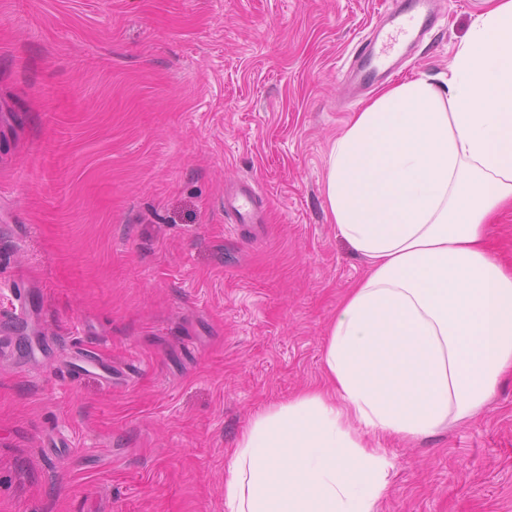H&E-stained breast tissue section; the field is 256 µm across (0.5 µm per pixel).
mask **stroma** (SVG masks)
I'll use <instances>...</instances> for the list:
<instances>
[{
  "mask_svg": "<svg viewBox=\"0 0 512 512\" xmlns=\"http://www.w3.org/2000/svg\"><path fill=\"white\" fill-rule=\"evenodd\" d=\"M385 0H0V512H224L264 407L321 383L365 263L324 196L344 75ZM487 0H438L403 80L445 77ZM258 191L239 224L224 191ZM125 375L63 366L76 349ZM377 512H512V376L382 443Z\"/></svg>",
  "mask_w": 512,
  "mask_h": 512,
  "instance_id": "stroma-1",
  "label": "stroma"
}]
</instances>
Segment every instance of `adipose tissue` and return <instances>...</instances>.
<instances>
[{"instance_id": "adipose-tissue-1", "label": "adipose tissue", "mask_w": 512, "mask_h": 512, "mask_svg": "<svg viewBox=\"0 0 512 512\" xmlns=\"http://www.w3.org/2000/svg\"><path fill=\"white\" fill-rule=\"evenodd\" d=\"M445 84L385 87L331 150L324 196L367 262L328 329L326 387L254 415L227 463L225 512H377V438L477 414L512 371V267L488 226L512 208V0H488Z\"/></svg>"}]
</instances>
